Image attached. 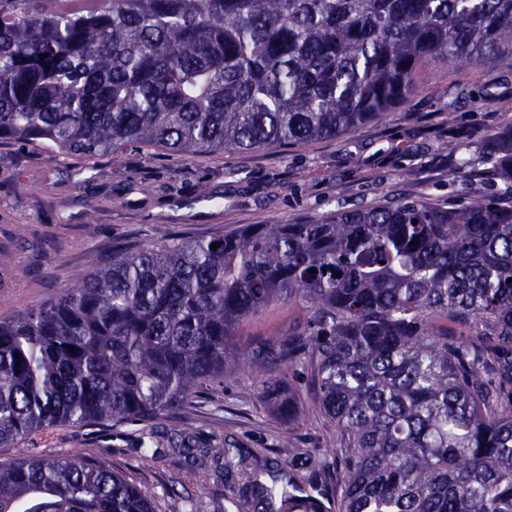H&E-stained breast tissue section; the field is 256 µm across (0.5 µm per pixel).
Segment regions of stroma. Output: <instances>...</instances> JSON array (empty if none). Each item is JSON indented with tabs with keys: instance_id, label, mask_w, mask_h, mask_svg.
Masks as SVG:
<instances>
[{
	"instance_id": "obj_1",
	"label": "stroma",
	"mask_w": 512,
	"mask_h": 512,
	"mask_svg": "<svg viewBox=\"0 0 512 512\" xmlns=\"http://www.w3.org/2000/svg\"><path fill=\"white\" fill-rule=\"evenodd\" d=\"M412 102L334 138L249 153L177 158L131 147L117 158L89 163L0 142V316L10 317L57 296L112 260L180 237L207 239L246 224H314L340 209L370 208L399 199L444 204L495 191L483 156L486 134L512 125V110L473 96L512 95V64L450 69L431 62L418 74ZM465 159L470 177L452 180L449 164ZM307 317L301 303L274 305L239 331L246 347L275 341ZM288 386L303 402L298 422L286 425L260 405L264 378L249 370L227 374L224 385L196 399L188 412L157 420L158 431L178 426L219 445L230 440L254 468L265 458L288 472L302 463L321 471L340 454L337 429L314 406L310 372L288 368ZM138 423L60 428L35 448L61 456L87 448L150 494L162 512L168 489L191 496V512H224L244 475L224 481L162 448L143 459Z\"/></svg>"
}]
</instances>
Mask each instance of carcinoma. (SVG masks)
Masks as SVG:
<instances>
[{"mask_svg":"<svg viewBox=\"0 0 512 512\" xmlns=\"http://www.w3.org/2000/svg\"><path fill=\"white\" fill-rule=\"evenodd\" d=\"M506 60L512 0H0V141L89 162L283 148L408 103L428 62ZM490 139L496 194L172 238L0 317V447L110 421L144 423L149 447L151 420L233 368L266 374L261 405L292 425L301 400L277 372L300 363L341 435L336 470L290 471L288 492L256 476L235 512L251 495L262 512H512V129ZM291 301L304 326L238 346ZM165 441L219 478L243 464L187 430ZM0 512L155 510L74 448L0 463Z\"/></svg>","mask_w":512,"mask_h":512,"instance_id":"1","label":"carcinoma"}]
</instances>
